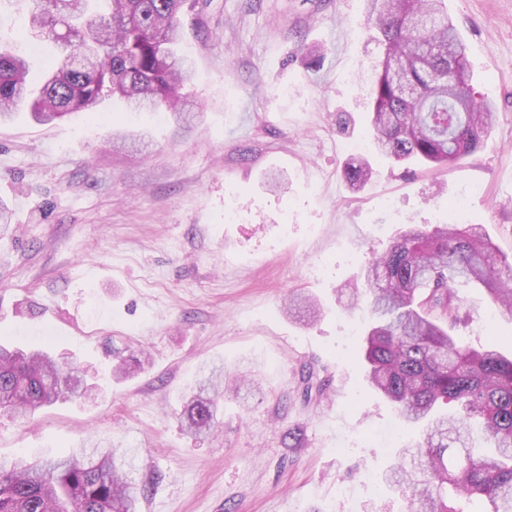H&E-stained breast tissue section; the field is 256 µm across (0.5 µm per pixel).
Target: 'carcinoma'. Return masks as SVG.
Here are the masks:
<instances>
[{"mask_svg":"<svg viewBox=\"0 0 512 512\" xmlns=\"http://www.w3.org/2000/svg\"><path fill=\"white\" fill-rule=\"evenodd\" d=\"M30 28L59 48L35 80L28 60L0 47V122L20 106L51 123L112 97L138 112L159 107L177 120L190 61L177 54L187 0H26ZM381 36L372 92L374 153L397 163L446 167L474 153L488 133L492 105L475 95L466 47L445 0H368ZM370 163H349L354 190ZM497 248L480 224L408 226L387 252L367 260L373 326L363 339L368 384L395 405L420 439L401 449L388 480L404 512H458L448 492L512 512V358L493 345L469 348L445 326L459 321V288L479 285L512 317V288ZM222 377L200 368L182 419L192 434L219 424ZM88 389L75 364L0 341V411L27 417ZM487 447L468 445L474 427ZM127 448L72 451L56 459L0 461V512H136L140 489L124 470Z\"/></svg>","mask_w":512,"mask_h":512,"instance_id":"obj_1","label":"carcinoma"}]
</instances>
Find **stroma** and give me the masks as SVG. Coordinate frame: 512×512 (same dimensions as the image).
Segmentation results:
<instances>
[{
    "label": "stroma",
    "instance_id": "1",
    "mask_svg": "<svg viewBox=\"0 0 512 512\" xmlns=\"http://www.w3.org/2000/svg\"><path fill=\"white\" fill-rule=\"evenodd\" d=\"M471 84L497 119L471 156L436 170L373 159L360 190L347 162L371 157L374 67L366 0H195L182 50L189 120L109 100L47 125L19 108L0 125V337L97 368L93 401L22 422L0 413V459L130 448L138 512H399L384 480L395 419L365 382L363 267L407 224H481L512 265V0H447ZM0 0V36L56 58ZM305 295L319 315L290 310ZM455 336L512 356V319L482 288L461 291ZM145 354L116 382L115 354ZM254 380L224 396L220 425L183 433L200 366ZM313 372L321 397L306 400ZM348 450L337 454L339 441Z\"/></svg>",
    "mask_w": 512,
    "mask_h": 512
}]
</instances>
